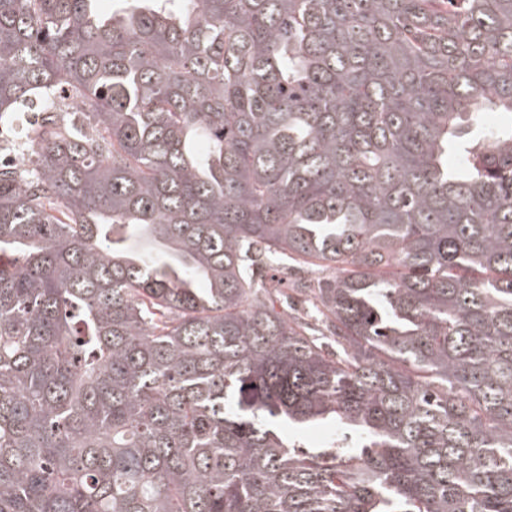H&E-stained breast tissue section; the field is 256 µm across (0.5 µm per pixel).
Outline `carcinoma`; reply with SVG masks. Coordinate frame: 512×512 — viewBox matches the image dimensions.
Instances as JSON below:
<instances>
[{"label": "carcinoma", "instance_id": "cac0c4a2", "mask_svg": "<svg viewBox=\"0 0 512 512\" xmlns=\"http://www.w3.org/2000/svg\"><path fill=\"white\" fill-rule=\"evenodd\" d=\"M112 2L0 0V512H512V0Z\"/></svg>", "mask_w": 512, "mask_h": 512}]
</instances>
